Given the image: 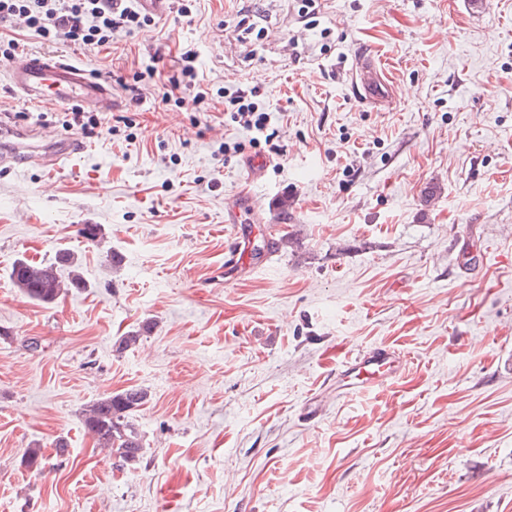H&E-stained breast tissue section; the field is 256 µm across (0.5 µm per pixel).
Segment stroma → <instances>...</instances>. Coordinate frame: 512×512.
<instances>
[{"label":"stroma","instance_id":"stroma-1","mask_svg":"<svg viewBox=\"0 0 512 512\" xmlns=\"http://www.w3.org/2000/svg\"><path fill=\"white\" fill-rule=\"evenodd\" d=\"M311 2L196 0L91 50L9 28L127 82L191 48L214 88L258 87L273 135L120 88L128 132L58 169L0 167V512H512V0ZM244 14L262 39L240 37ZM362 53L393 107L358 101ZM7 69L0 114L66 136L64 107L22 99ZM250 155L272 162L249 186L265 221L232 226ZM235 232L287 243L228 271ZM63 250L88 288L44 304L14 286L15 259ZM370 347L400 356L396 378L339 396L337 366ZM132 387L150 399L126 465L82 416ZM34 447L46 467L25 465Z\"/></svg>","mask_w":512,"mask_h":512}]
</instances>
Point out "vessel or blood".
Masks as SVG:
<instances>
[{"instance_id":"1","label":"vessel or blood","mask_w":512,"mask_h":512,"mask_svg":"<svg viewBox=\"0 0 512 512\" xmlns=\"http://www.w3.org/2000/svg\"><path fill=\"white\" fill-rule=\"evenodd\" d=\"M8 79L14 91L31 103L50 99L60 105L77 104L97 112H110L119 106L108 79L58 56L17 58L10 65ZM351 83L361 100L376 105L389 102L395 95L387 69L366 56L358 57L352 69ZM0 133L10 138L9 144L0 148V164L6 166L22 160L56 169L84 149L82 141L70 136L52 138L44 152L31 151L27 142L39 139V131L21 130L1 120ZM247 208L257 213L261 205L245 194L226 202L225 223H239L242 210ZM395 373L396 358L392 351L375 347L348 359L337 370L336 377L342 382L341 393L349 395L373 388Z\"/></svg>"}]
</instances>
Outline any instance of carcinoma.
Here are the masks:
<instances>
[{
    "mask_svg": "<svg viewBox=\"0 0 512 512\" xmlns=\"http://www.w3.org/2000/svg\"><path fill=\"white\" fill-rule=\"evenodd\" d=\"M63 267L69 269L70 287H89L80 271L78 258L69 251L57 253L55 260L49 263L36 264L18 258L13 264L11 278L16 288L28 298L51 303L63 288L60 275ZM148 399L146 390L135 388L100 397L85 409L84 427L99 447L111 450L123 463L133 464L139 460L143 445L132 415Z\"/></svg>",
    "mask_w": 512,
    "mask_h": 512,
    "instance_id": "1",
    "label": "carcinoma"
}]
</instances>
